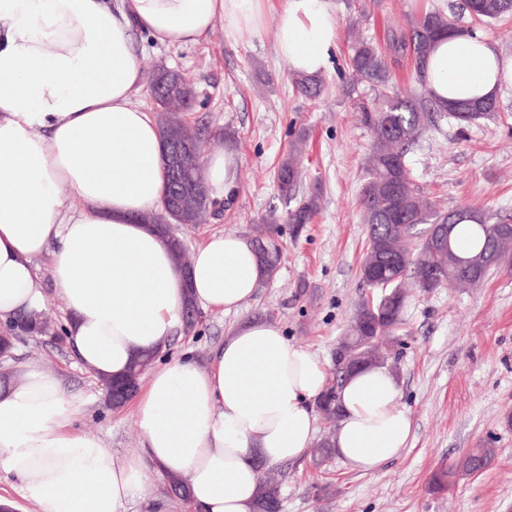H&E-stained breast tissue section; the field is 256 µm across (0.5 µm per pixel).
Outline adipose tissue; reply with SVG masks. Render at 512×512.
<instances>
[{
  "label": "adipose tissue",
  "mask_w": 512,
  "mask_h": 512,
  "mask_svg": "<svg viewBox=\"0 0 512 512\" xmlns=\"http://www.w3.org/2000/svg\"><path fill=\"white\" fill-rule=\"evenodd\" d=\"M261 3L0 0V329L41 314L52 282L78 360L96 378H119L136 355L165 350L186 298L225 313L255 294L261 275L246 238L211 235L185 274L170 244L143 224L165 194L163 137L131 99L146 79L134 30L167 46L195 44L219 20L230 34L260 28ZM274 25L293 73L327 69L332 0H286ZM424 76L440 102L482 100L512 86V56L455 30L436 41ZM204 163L211 198L236 194L233 144H210ZM326 384L324 364L277 327L235 326L209 368L186 355L150 368L134 396L142 448L120 459L75 427L76 396L30 365L0 386V470L41 512H124L157 474L188 475L200 512H252L258 463L311 448L314 400ZM339 396L332 445L347 467L373 474L402 454L412 424L389 369L351 374Z\"/></svg>",
  "instance_id": "obj_1"
}]
</instances>
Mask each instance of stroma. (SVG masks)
Segmentation results:
<instances>
[{
    "mask_svg": "<svg viewBox=\"0 0 512 512\" xmlns=\"http://www.w3.org/2000/svg\"><path fill=\"white\" fill-rule=\"evenodd\" d=\"M333 3L336 50L315 99L297 90L294 73L276 52L270 20L233 35L219 20L207 39L182 47L135 37L145 72L176 70L193 83L196 99L182 118L202 145L228 133L240 156L239 190L230 206L209 223L183 226L189 250L213 234L251 238L266 213H286L276 171L301 131L306 178L300 192L320 194V211L299 237L281 224L284 256L277 276L238 311L208 310L196 328L177 330L163 358L187 355L208 367L230 329L263 321L330 368L355 303L369 294L360 277L366 227L359 197L371 136L355 106L374 92L349 78L351 40L384 42L391 24L433 6L457 13L462 26L469 17L459 12L460 0H381L366 20L359 19L352 0ZM497 104L495 119L464 128L454 119H439L409 154L416 187L438 210L473 207L512 219V87L503 88ZM403 319L392 368L412 422L407 448L374 474L350 470L337 458L321 468L307 456L274 465L281 512H512V272H491L477 288L412 293ZM29 363L54 374L77 396L82 430L101 436L117 456L139 451L133 407L112 409L98 380L68 346L45 337L27 339L0 363V372ZM486 441L497 450L487 468L457 477L446 492L429 491L434 472Z\"/></svg>",
    "mask_w": 512,
    "mask_h": 512,
    "instance_id": "35a3bbf8",
    "label": "stroma"
}]
</instances>
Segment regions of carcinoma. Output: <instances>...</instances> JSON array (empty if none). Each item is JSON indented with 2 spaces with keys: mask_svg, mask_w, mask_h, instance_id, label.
Wrapping results in <instances>:
<instances>
[{
  "mask_svg": "<svg viewBox=\"0 0 512 512\" xmlns=\"http://www.w3.org/2000/svg\"><path fill=\"white\" fill-rule=\"evenodd\" d=\"M462 9L470 14L474 23L488 24L511 14L512 0H463ZM455 29V17H447L439 10L425 11L408 18L403 26L388 29L384 47L369 40L355 42L346 62L351 80L366 83L375 92L370 102L359 105V120L373 138L361 188V219L366 224L367 247L360 275L374 295L356 305L337 347L336 378L327 384L317 401V408L330 421L341 418L337 391L351 372L388 364L396 342L394 333L400 328L408 295L406 285L427 293L447 287L477 288L491 271L483 259L495 245L503 256L511 257L502 269H512V236L495 241L501 220L488 213L472 224L454 220L445 236L448 246L437 253L433 251L428 231L434 224L446 223L448 215L438 212L432 202L419 194L406 160L434 117L448 114L468 124L489 119L498 111L494 99L458 102L454 104L457 111L452 113L448 112V107L432 100L422 73L435 41ZM404 60L411 62L418 85V93L410 97L396 90L393 79V69ZM297 87L305 95L315 97L320 92V79L316 75H299ZM163 108L164 115L158 120L160 128L180 126L192 139H197L180 115L179 98L165 100ZM304 141L305 134H299L276 172L278 194L290 206L286 221L300 225L296 229L298 233L301 227L311 223L319 210L317 193L298 197L302 175L299 144ZM180 171L184 182H206L204 165L197 157L185 161ZM180 200L186 223L196 225L207 221L210 204L192 195H182ZM280 220L274 212L266 215L252 240L267 279L275 277L282 259V250L274 239ZM154 357L152 353L136 358L123 379L139 382ZM310 453L313 463L320 467L335 455V450L326 437L311 448ZM496 455L497 449L490 443L468 449L453 469L432 475L431 489L435 492L447 489L450 478L472 475L488 466ZM166 480L181 500H189L186 477L168 475ZM280 505L279 483L266 476L260 477L254 512H279Z\"/></svg>",
  "mask_w": 512,
  "mask_h": 512,
  "instance_id": "cac0c4a2",
  "label": "carcinoma"
}]
</instances>
